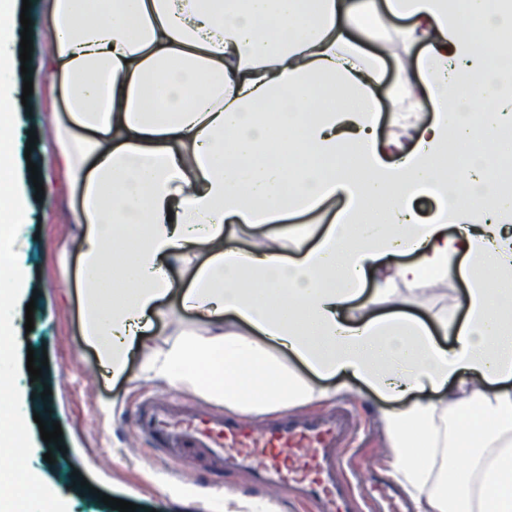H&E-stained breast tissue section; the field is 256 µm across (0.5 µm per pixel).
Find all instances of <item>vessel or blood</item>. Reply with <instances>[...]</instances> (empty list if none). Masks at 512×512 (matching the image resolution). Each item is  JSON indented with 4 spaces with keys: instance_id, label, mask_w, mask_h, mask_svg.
Listing matches in <instances>:
<instances>
[{
    "instance_id": "vessel-or-blood-1",
    "label": "vessel or blood",
    "mask_w": 512,
    "mask_h": 512,
    "mask_svg": "<svg viewBox=\"0 0 512 512\" xmlns=\"http://www.w3.org/2000/svg\"><path fill=\"white\" fill-rule=\"evenodd\" d=\"M135 428L174 461L192 454L259 488H284L312 512H365L369 500L355 492L344 450L355 429L348 411L320 417L288 414L255 426L205 407L174 411L161 398L145 401Z\"/></svg>"
}]
</instances>
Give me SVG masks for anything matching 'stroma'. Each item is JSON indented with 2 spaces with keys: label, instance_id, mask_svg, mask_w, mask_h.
<instances>
[{
  "label": "stroma",
  "instance_id": "35a3bbf8",
  "mask_svg": "<svg viewBox=\"0 0 512 512\" xmlns=\"http://www.w3.org/2000/svg\"><path fill=\"white\" fill-rule=\"evenodd\" d=\"M32 59L29 63L33 92L27 107L19 113L17 149L30 151V159H19L13 174L21 192L28 198L29 223L25 228L27 249L21 258L29 277L17 304L1 316L13 320L18 332L11 339L12 355L0 363V373L14 380L12 410L30 421V463L42 481L56 490L66 512H113L101 502L108 495L136 504V512H224L225 498L246 496L268 501L275 512H302L297 502L277 489L253 488L243 475L218 472L204 459L187 456L182 462L168 460L139 436L134 416L141 402L152 395L168 398L174 405L191 406L203 398L190 388H175L160 378L147 379L140 373L141 347L163 346L173 333L187 327L189 318L153 317L152 325L142 332L139 343L127 355L126 371L113 378L103 367L100 352L84 334V316L76 286L79 258L71 253L75 232L69 222V191L61 169L50 170L43 183V194H36L28 169L29 163H41L40 148H28L30 135H43L52 113L64 112L63 91L43 59V47L50 25L43 0H31ZM377 41L387 50L385 77L376 93L380 117L374 131L377 142L397 137L391 121L390 89L396 78V53L400 48L390 39L389 29H376ZM430 311L412 305V295L400 289L401 308L431 319L433 311L444 310L452 322L462 321L465 313V287L461 280L429 283ZM34 313H27L28 303ZM33 330H25L26 321ZM46 352L48 365L40 380H31L27 370V352ZM341 401L354 412L358 431L352 452L362 464V481L371 483L386 477L388 442L376 396L363 386ZM61 426L62 447L51 450L40 434L33 414ZM54 463H47L45 453ZM86 478V485L75 484V477Z\"/></svg>",
  "mask_w": 512,
  "mask_h": 512
}]
</instances>
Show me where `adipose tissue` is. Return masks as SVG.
Returning a JSON list of instances; mask_svg holds the SVG:
<instances>
[{
  "instance_id": "obj_1",
  "label": "adipose tissue",
  "mask_w": 512,
  "mask_h": 512,
  "mask_svg": "<svg viewBox=\"0 0 512 512\" xmlns=\"http://www.w3.org/2000/svg\"><path fill=\"white\" fill-rule=\"evenodd\" d=\"M44 10L68 112L53 117L44 158L74 198L84 332L113 375L144 318L192 312L166 348L145 347L146 373L256 414L364 385L384 405L389 466L416 512H512V192L493 178L512 160V143L495 139L512 119V0H44ZM391 17L404 21L403 47H424L417 69L398 65L392 121L416 146L397 158L372 137L383 56L362 48ZM420 84L435 105L429 123L411 98ZM19 94L0 81V310L26 283V201L12 177ZM473 138L490 150L449 181L444 145ZM273 146L276 164L264 160ZM343 156L359 179L337 175ZM422 196L438 202L427 217L415 210ZM335 205L325 229L287 221ZM243 232L246 250L235 245ZM405 253L416 261L385 266ZM174 265L187 285L169 277ZM456 276L467 283L457 328L444 312L431 329L345 314L356 298L364 310L396 304L395 282ZM0 512L56 510L20 469L0 480Z\"/></svg>"
}]
</instances>
